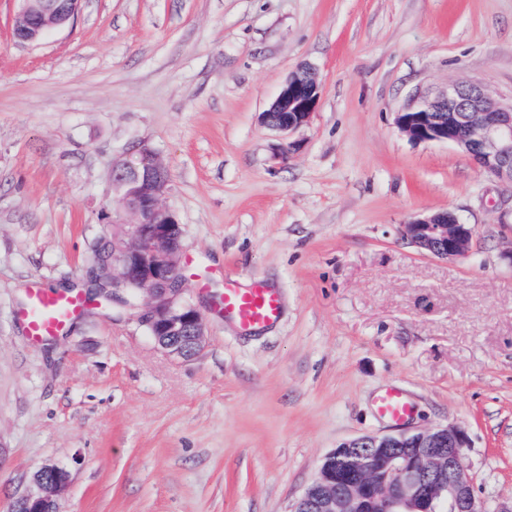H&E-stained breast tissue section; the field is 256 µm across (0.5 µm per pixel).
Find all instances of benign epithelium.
Returning <instances> with one entry per match:
<instances>
[{
	"mask_svg": "<svg viewBox=\"0 0 512 512\" xmlns=\"http://www.w3.org/2000/svg\"><path fill=\"white\" fill-rule=\"evenodd\" d=\"M12 25L18 44H33L69 24L80 0H19ZM321 94L317 73L305 66L288 77L261 114L262 122L293 143L308 125ZM398 128L413 141L446 142L474 165L512 185V103L467 81L397 115ZM112 184L134 222L112 236V296L132 283L149 298L139 322L171 357L188 360L204 348L201 313L185 298L178 257L183 231L162 205L167 171L148 149L133 163L112 166ZM419 250L456 261L472 250V228L450 210L423 215L403 226ZM466 432L455 426L367 434L351 439L323 459L318 474L292 512H512V504L490 509L474 492L465 462ZM68 482L65 470L44 465L33 475L35 490L17 500L16 512H58L57 496Z\"/></svg>",
	"mask_w": 512,
	"mask_h": 512,
	"instance_id": "7a95c632",
	"label": "benign epithelium"
}]
</instances>
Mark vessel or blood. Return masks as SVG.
Masks as SVG:
<instances>
[{
  "mask_svg": "<svg viewBox=\"0 0 512 512\" xmlns=\"http://www.w3.org/2000/svg\"><path fill=\"white\" fill-rule=\"evenodd\" d=\"M82 305L79 295L59 293L35 284L28 290L20 319L29 338L48 340L65 332ZM215 306L225 319L246 332L272 326L282 312L279 288L260 279L245 282L230 274L224 277V289L216 297ZM373 407L379 417L396 426L404 425L413 415L407 392L396 385L383 389L375 397Z\"/></svg>",
  "mask_w": 512,
  "mask_h": 512,
  "instance_id": "b4317fda",
  "label": "vessel or blood"
}]
</instances>
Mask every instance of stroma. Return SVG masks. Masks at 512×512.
Segmentation results:
<instances>
[{"label":"stroma","instance_id":"obj_1","mask_svg":"<svg viewBox=\"0 0 512 512\" xmlns=\"http://www.w3.org/2000/svg\"><path fill=\"white\" fill-rule=\"evenodd\" d=\"M18 7L0 0V512L44 464L69 475L59 512H291L328 452L390 431V384L409 428L467 432L487 507L512 499V185L396 124L456 80L512 100V0H81L31 46ZM306 63L322 95L287 152L260 114ZM142 148L203 351L168 356L142 293L31 341L21 288L89 287L133 220L112 166ZM439 210L471 225L468 258L403 237ZM228 273L280 288V320L214 312ZM375 413L395 426L404 425L413 415V405L407 392L396 385H389L374 399Z\"/></svg>","mask_w":512,"mask_h":512}]
</instances>
